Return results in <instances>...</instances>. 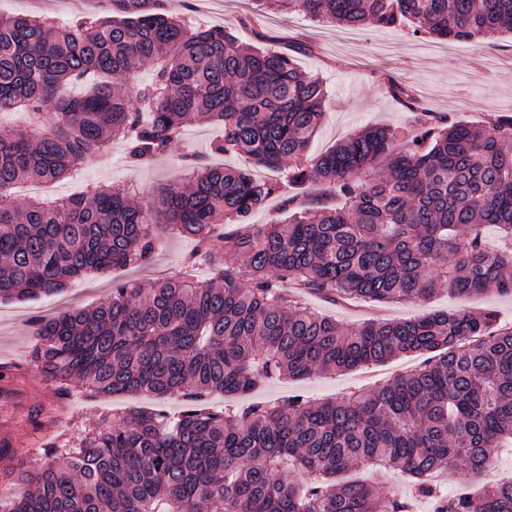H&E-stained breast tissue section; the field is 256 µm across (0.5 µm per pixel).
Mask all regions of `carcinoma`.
Here are the masks:
<instances>
[{
  "label": "carcinoma",
  "instance_id": "obj_1",
  "mask_svg": "<svg viewBox=\"0 0 512 512\" xmlns=\"http://www.w3.org/2000/svg\"><path fill=\"white\" fill-rule=\"evenodd\" d=\"M363 28L412 27L456 42L512 33V0H254ZM128 17L61 28L0 17V115L23 108L29 129L0 136V301L64 288L94 272L150 262L166 225L202 244L199 284L170 275L149 288L112 286L91 310L39 322L30 357L68 393H151L182 411L103 418L62 455L50 437L4 512H410L336 476L356 464L402 467L433 512H512V481L448 495L437 478L460 461L477 478L512 442V325L492 309L372 318L347 326L311 310L331 302H423L438 287L512 295V117L436 125L416 114L404 148L372 125L315 155L326 91L283 52L246 48L222 28L193 29L158 0H120ZM153 81L132 83L141 67ZM136 103H131V100ZM190 120L224 124L219 153L251 167L195 161L149 205L135 186L16 204L22 183L64 179L112 140L135 165L168 152ZM385 175L365 174L375 167ZM274 174L260 178L254 170ZM286 182L334 189L339 208L299 204L284 220H247ZM238 224L230 237L223 225ZM492 226L500 245L481 233ZM417 368L382 386L310 402L251 396L272 380L348 372L404 354ZM224 393L221 411L207 398ZM302 480L285 477L290 469Z\"/></svg>",
  "mask_w": 512,
  "mask_h": 512
}]
</instances>
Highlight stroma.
Here are the masks:
<instances>
[{"instance_id":"stroma-1","label":"stroma","mask_w":512,"mask_h":512,"mask_svg":"<svg viewBox=\"0 0 512 512\" xmlns=\"http://www.w3.org/2000/svg\"><path fill=\"white\" fill-rule=\"evenodd\" d=\"M255 7L254 0H169L167 5L171 13L185 17L193 27L221 28L237 41L287 52L299 69L322 79L327 104L311 152L324 151L375 124L395 129L403 140L415 135V114L393 97L391 87L395 84L410 87L417 93L420 107L447 120L483 124L496 115L512 117L510 36L476 45L416 35L408 27H341L315 21L301 12L272 13L256 27L245 22ZM18 14L47 17L63 26L82 20L81 15L72 12L67 0H0V15ZM222 134V128L214 124L189 122L166 156L141 168L130 164L121 142H113L107 152L88 155L69 177L45 187L44 195H73L89 181L114 189L133 183L141 190L140 201L152 202L166 185L187 181L183 160L186 152L196 153L200 162L210 165L244 166V158L213 151V144ZM197 248L194 238L167 231L150 264L95 273L35 300L0 302V362L25 363L26 372L19 384L27 395L28 409L53 419L59 449L77 447L85 429L112 414L140 409L173 415L181 405L145 394L93 396L77 382L72 383L66 399H59L55 383L44 378L29 357L36 321L66 311L94 308L111 295L116 282L147 288L161 275L180 270L190 271L196 280H209L210 265L189 262ZM484 308L495 310L499 324H512L511 296H461L444 286L427 302L387 305L383 312L390 318L406 319L437 311ZM421 361V355L414 354L346 374L317 371L301 381L274 380L256 397L273 402L300 395L320 401L355 387H375ZM22 417L23 413L12 406L0 405V419L16 424L21 450L20 456L0 458V474L18 471L20 464L35 458L42 446V432L25 426ZM344 477L370 482L382 495L401 491L414 512H432L431 502L415 495L410 477L402 469L373 473L353 468ZM511 478L512 451H504L492 456L478 478L469 476L460 464L449 466L442 475V485L452 494L464 486L476 493Z\"/></svg>"}]
</instances>
